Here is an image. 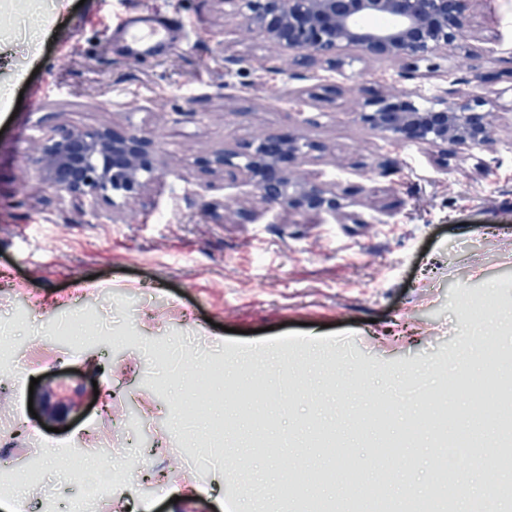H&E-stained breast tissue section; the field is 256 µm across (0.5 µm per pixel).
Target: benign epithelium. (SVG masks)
<instances>
[{"instance_id":"benign-epithelium-1","label":"benign epithelium","mask_w":512,"mask_h":512,"mask_svg":"<svg viewBox=\"0 0 512 512\" xmlns=\"http://www.w3.org/2000/svg\"><path fill=\"white\" fill-rule=\"evenodd\" d=\"M471 0H224L231 15L242 18L240 34L260 36L282 53H299L300 81L319 78L315 64L324 60L341 71L351 51L368 59L401 61L399 79L427 74L448 77L439 59L448 51L469 57L483 52L476 45L469 19ZM479 91L437 87L431 106L420 108L396 86L371 96L362 104L361 122L376 136L401 146L417 143L440 150L454 145L466 151L485 150L492 137L495 113L485 109L502 92L485 86L473 75ZM316 142L296 134L256 135L236 149L214 152L204 161L211 171L233 173L241 184L253 187L268 208L295 210L317 218H335L348 207L349 190L304 171ZM44 182L60 198L91 209L101 200L130 198L146 184L164 185L167 178L184 175L158 166V145L142 129L116 130L53 127L34 145Z\"/></svg>"}]
</instances>
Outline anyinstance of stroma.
<instances>
[{
  "label": "stroma",
  "instance_id": "35a3bbf8",
  "mask_svg": "<svg viewBox=\"0 0 512 512\" xmlns=\"http://www.w3.org/2000/svg\"><path fill=\"white\" fill-rule=\"evenodd\" d=\"M15 12L0 33V415L15 417L0 425V478L24 480L27 498L0 492V512H70L81 489L50 448L102 461L135 449L137 468L113 469L93 512H227L242 484L262 512H304L310 495L349 512L359 485L398 507L456 481L512 486L489 421L475 467L440 476L434 459L468 428L470 399L448 398L458 418L444 431L429 401L463 372L512 376V116L498 115L486 151L391 145L361 124L365 98L395 84L425 108L437 79L402 81L401 62L354 53L340 74L319 64L299 93L295 56L242 39L222 0H20ZM145 12L177 31L133 58L118 37ZM470 14L488 54L441 65L488 77L506 109L512 0H474ZM54 124L147 129L183 177L79 212L33 160ZM288 130L322 144L307 170L351 189L356 222L266 209L203 167ZM242 207L255 223L230 222ZM191 357L215 368V403L181 419L170 404ZM228 391L237 407L221 404ZM391 440L385 480L373 458ZM275 452L305 494H286Z\"/></svg>",
  "mask_w": 512,
  "mask_h": 512
}]
</instances>
